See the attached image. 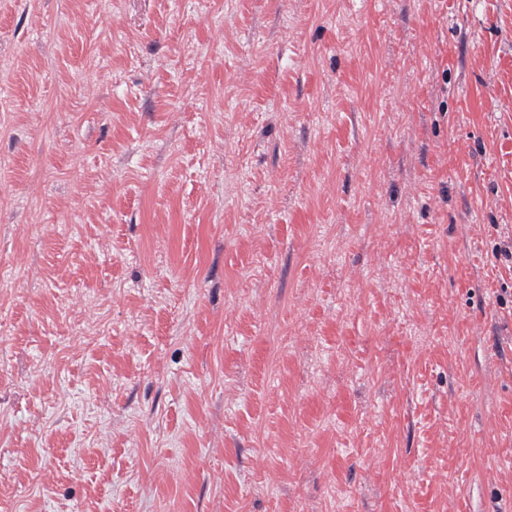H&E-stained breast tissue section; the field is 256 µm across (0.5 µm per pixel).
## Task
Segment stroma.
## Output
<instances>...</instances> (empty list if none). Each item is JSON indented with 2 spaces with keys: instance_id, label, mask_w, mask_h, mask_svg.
I'll return each instance as SVG.
<instances>
[{
  "instance_id": "1",
  "label": "stroma",
  "mask_w": 512,
  "mask_h": 512,
  "mask_svg": "<svg viewBox=\"0 0 512 512\" xmlns=\"http://www.w3.org/2000/svg\"><path fill=\"white\" fill-rule=\"evenodd\" d=\"M512 0H0V512H512Z\"/></svg>"
}]
</instances>
